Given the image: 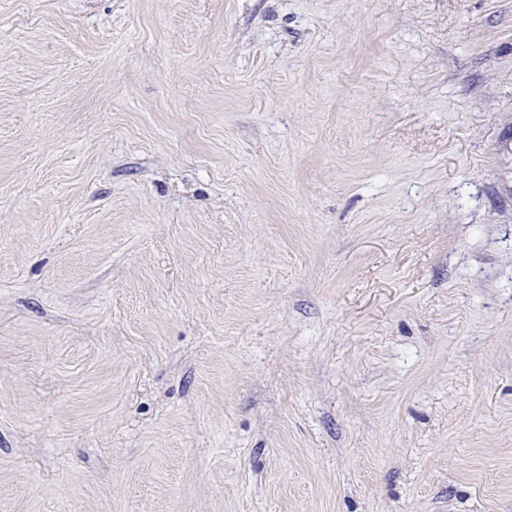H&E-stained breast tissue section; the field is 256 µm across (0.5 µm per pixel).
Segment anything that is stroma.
I'll return each instance as SVG.
<instances>
[{"label":"stroma","instance_id":"1","mask_svg":"<svg viewBox=\"0 0 512 512\" xmlns=\"http://www.w3.org/2000/svg\"><path fill=\"white\" fill-rule=\"evenodd\" d=\"M0 512H512V0H0Z\"/></svg>","mask_w":512,"mask_h":512}]
</instances>
